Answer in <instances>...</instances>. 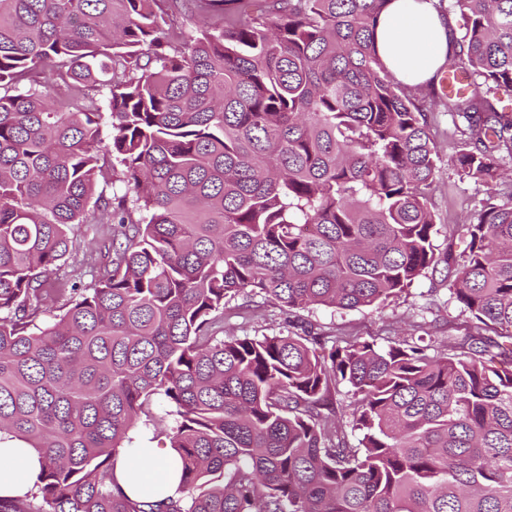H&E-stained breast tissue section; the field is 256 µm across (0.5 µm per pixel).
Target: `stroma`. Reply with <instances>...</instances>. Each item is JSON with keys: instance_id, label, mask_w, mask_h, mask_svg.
<instances>
[{"instance_id": "obj_1", "label": "stroma", "mask_w": 512, "mask_h": 512, "mask_svg": "<svg viewBox=\"0 0 512 512\" xmlns=\"http://www.w3.org/2000/svg\"><path fill=\"white\" fill-rule=\"evenodd\" d=\"M416 96L423 103L429 122V134L440 157V171L431 191V206L437 232L433 236L436 270L425 271L401 296L384 304L362 310L314 308L301 312L300 319L324 331L354 333L386 347L393 336H421L434 348H445L453 327H465L468 315L450 297L445 280L447 270L441 260L452 243L450 226L467 224L482 209L488 197L498 202L512 199V158H504L505 179L490 186L485 181L460 175L452 164L461 142L469 137L466 122L448 112L446 100L432 88H417ZM261 314L254 318L240 314L235 305H227L224 332L237 336H262L291 331L290 316L264 296H253Z\"/></svg>"}]
</instances>
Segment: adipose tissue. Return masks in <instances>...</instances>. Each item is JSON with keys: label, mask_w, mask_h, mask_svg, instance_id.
I'll return each mask as SVG.
<instances>
[{"label": "adipose tissue", "mask_w": 512, "mask_h": 512, "mask_svg": "<svg viewBox=\"0 0 512 512\" xmlns=\"http://www.w3.org/2000/svg\"><path fill=\"white\" fill-rule=\"evenodd\" d=\"M379 58L401 83L414 87L432 80L454 49L452 24L431 0H390L375 29ZM144 427L115 461L114 478L134 499L162 502L181 496V463L174 451L143 446ZM43 458L33 448L0 447V498L22 499L34 490Z\"/></svg>", "instance_id": "obj_1"}]
</instances>
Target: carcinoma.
Segmentation results:
<instances>
[{
    "mask_svg": "<svg viewBox=\"0 0 512 512\" xmlns=\"http://www.w3.org/2000/svg\"><path fill=\"white\" fill-rule=\"evenodd\" d=\"M168 2L0 0V432L44 459L0 512H512V200L452 229L470 325L446 349L224 335L239 296L358 309L435 266L440 158L375 47L391 0H179L178 27ZM435 7L459 19L453 163L488 183L512 0ZM78 224L109 226V264L50 288ZM158 396L183 496L153 505L112 459Z\"/></svg>",
    "mask_w": 512,
    "mask_h": 512,
    "instance_id": "carcinoma-1",
    "label": "carcinoma"
}]
</instances>
